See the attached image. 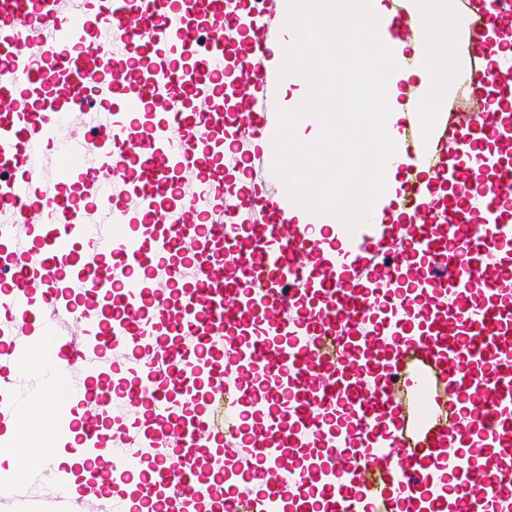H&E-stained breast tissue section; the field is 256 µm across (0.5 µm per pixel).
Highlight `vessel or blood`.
I'll return each instance as SVG.
<instances>
[{
  "label": "vessel or blood",
  "instance_id": "vessel-or-blood-1",
  "mask_svg": "<svg viewBox=\"0 0 512 512\" xmlns=\"http://www.w3.org/2000/svg\"><path fill=\"white\" fill-rule=\"evenodd\" d=\"M252 3L0 0V441L73 373L33 475L64 512H204L211 471L258 484L233 512H512V0H466L473 108L417 104L345 249L262 138L288 70ZM386 31L426 41L405 0Z\"/></svg>",
  "mask_w": 512,
  "mask_h": 512
}]
</instances>
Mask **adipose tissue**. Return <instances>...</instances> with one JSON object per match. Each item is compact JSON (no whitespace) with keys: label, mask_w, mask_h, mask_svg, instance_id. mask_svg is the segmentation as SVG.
I'll return each mask as SVG.
<instances>
[{"label":"adipose tissue","mask_w":512,"mask_h":512,"mask_svg":"<svg viewBox=\"0 0 512 512\" xmlns=\"http://www.w3.org/2000/svg\"><path fill=\"white\" fill-rule=\"evenodd\" d=\"M406 7L424 24L427 57L419 68L396 71V49L382 39L375 65L366 72L352 49L371 38L369 19L388 15L384 0H281L290 40L283 43L280 55L306 94L282 114L269 137L284 147L282 163L298 217L333 204L335 226L365 223L397 186L400 160L393 142L398 121L407 118L411 108L399 82L425 89L433 102L447 97L448 68L454 60V6L451 0H407ZM364 79L377 91V101L369 108L357 106L352 93V82ZM307 117L328 123L329 136L299 138L296 130ZM315 181L321 193L312 192Z\"/></svg>","instance_id":"ef3b65f1"}]
</instances>
